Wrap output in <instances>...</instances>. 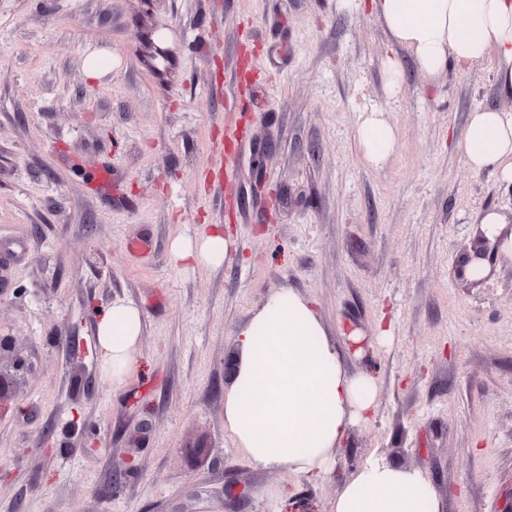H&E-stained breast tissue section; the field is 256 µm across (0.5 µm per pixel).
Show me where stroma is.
<instances>
[{
	"label": "stroma",
	"instance_id": "35a3bbf8",
	"mask_svg": "<svg viewBox=\"0 0 512 512\" xmlns=\"http://www.w3.org/2000/svg\"><path fill=\"white\" fill-rule=\"evenodd\" d=\"M359 2L0 0V336L27 361L0 358V512H270L276 487L331 512L376 450L443 512H512V254L478 287L456 275L483 211L512 216V187L456 144L512 97L495 58L431 80L403 47L390 93V36ZM153 43L173 51L158 71ZM100 50L112 68L89 77ZM370 110L399 132L379 167L355 139ZM211 224L228 259L174 263ZM282 287L332 340L361 329L346 366L378 376L314 484L255 467L224 427L237 333ZM116 300L142 315V372L120 387L95 326Z\"/></svg>",
	"mask_w": 512,
	"mask_h": 512
}]
</instances>
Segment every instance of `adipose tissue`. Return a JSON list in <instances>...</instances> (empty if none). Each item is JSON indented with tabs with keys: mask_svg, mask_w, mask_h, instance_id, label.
<instances>
[{
	"mask_svg": "<svg viewBox=\"0 0 512 512\" xmlns=\"http://www.w3.org/2000/svg\"><path fill=\"white\" fill-rule=\"evenodd\" d=\"M395 43L410 49L420 70L435 78L448 66L467 73L496 54L495 81L512 96V0H369ZM373 165L394 151L398 133L381 113H367L355 133ZM457 148L470 169L493 168L512 186V113L477 109ZM233 246L221 226L194 240L174 242L171 258L218 265ZM142 316L130 302L101 311L96 337L102 371L122 386L140 369L136 348ZM365 337L347 333L331 341L311 302L291 288L269 294L239 331L230 385L224 393V426L257 467L320 479L353 428L377 404L375 375L350 373L345 362L361 354ZM332 512H441L432 484L418 470L368 456L338 491Z\"/></svg>",
	"mask_w": 512,
	"mask_h": 512,
	"instance_id": "ef3b65f1",
	"label": "adipose tissue"
}]
</instances>
